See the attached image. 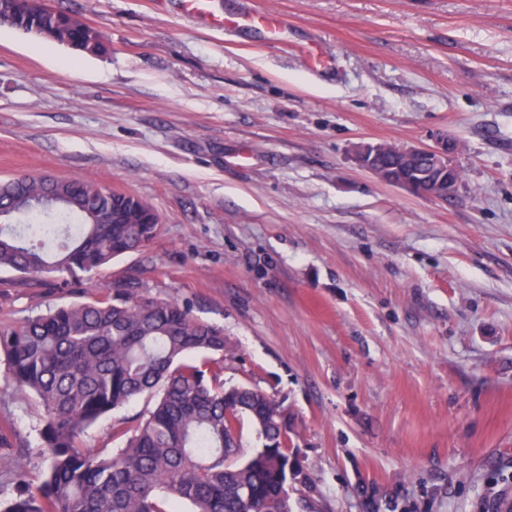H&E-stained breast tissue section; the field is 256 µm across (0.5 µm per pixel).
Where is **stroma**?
<instances>
[{
  "instance_id": "stroma-1",
  "label": "stroma",
  "mask_w": 512,
  "mask_h": 512,
  "mask_svg": "<svg viewBox=\"0 0 512 512\" xmlns=\"http://www.w3.org/2000/svg\"><path fill=\"white\" fill-rule=\"evenodd\" d=\"M44 3L107 49L0 27V180L93 181L161 224L80 288L0 272V326L133 275L223 326L227 384L283 403L292 512H512V0H224L278 15L275 42L178 0ZM441 135L445 201L354 161ZM42 426L0 359L1 500L44 468ZM182 10L205 26L224 27V12L217 9V0H181Z\"/></svg>"
}]
</instances>
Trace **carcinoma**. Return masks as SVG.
Returning <instances> with one entry per match:
<instances>
[{
	"instance_id": "1",
	"label": "carcinoma",
	"mask_w": 512,
	"mask_h": 512,
	"mask_svg": "<svg viewBox=\"0 0 512 512\" xmlns=\"http://www.w3.org/2000/svg\"><path fill=\"white\" fill-rule=\"evenodd\" d=\"M7 26L37 27L84 51L106 50L100 32L37 2L0 0ZM409 173L413 193L432 191ZM66 203L48 212L41 200ZM157 216L142 199L112 196L80 179L19 175L0 180V271L12 284L64 288L140 251ZM0 354L12 380L43 411L46 467L34 485L15 474L16 495L0 512H292L288 414L259 389L224 384V327L201 321L174 301L145 297L135 278L103 294L0 327ZM156 398L144 416L118 423L121 448H89L85 432L130 400ZM261 447L242 448L244 421Z\"/></svg>"
}]
</instances>
